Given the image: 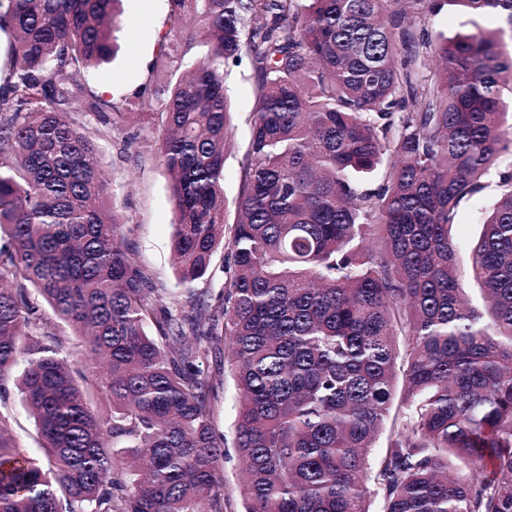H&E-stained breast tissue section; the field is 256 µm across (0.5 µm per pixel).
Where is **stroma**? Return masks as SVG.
<instances>
[{"instance_id":"obj_1","label":"stroma","mask_w":512,"mask_h":512,"mask_svg":"<svg viewBox=\"0 0 512 512\" xmlns=\"http://www.w3.org/2000/svg\"><path fill=\"white\" fill-rule=\"evenodd\" d=\"M123 9L131 23L118 34L120 49L115 61L88 76L91 87L110 90L117 98L133 93L147 78L155 57L152 34L165 19L168 3L167 0H124ZM226 85L235 110V129L224 167L226 216L231 219L235 216V199L246 163L248 118L254 104V84L248 63L232 68ZM158 147L157 133L144 120L119 125L110 138L98 143L113 190L110 201L131 229L132 256L152 276L158 288L170 293L180 286L171 251L174 209ZM497 198L498 189L492 185L476 198L462 203L453 229L460 246H468L478 235L481 212L489 210ZM54 331L71 368L86 373L89 386L95 388V408L102 413L110 411L111 402L98 389L100 376L89 369L81 339L60 321L55 322ZM209 365L217 369L220 378L215 419L225 436L223 477L224 494L230 503L228 512H243L245 504L238 487L241 460L234 446L240 394L231 367L223 357L210 358ZM0 425L19 447L37 452V430L17 390H10L8 397L0 401Z\"/></svg>"}]
</instances>
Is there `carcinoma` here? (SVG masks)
<instances>
[{
	"instance_id": "obj_1",
	"label": "carcinoma",
	"mask_w": 512,
	"mask_h": 512,
	"mask_svg": "<svg viewBox=\"0 0 512 512\" xmlns=\"http://www.w3.org/2000/svg\"><path fill=\"white\" fill-rule=\"evenodd\" d=\"M120 0H0V512H227L218 382L242 397L245 512H512V0H169L150 78L113 101ZM493 31L433 38L445 6ZM254 80L228 223V68ZM159 131L179 293L132 260L97 141ZM500 197L464 251L460 205ZM228 249L218 304L189 287ZM108 370L106 413L45 309ZM155 327L158 336L150 334ZM389 428L375 459L379 432ZM9 396L0 401V421L20 448L38 453L39 439L33 419L25 411L20 395L8 380Z\"/></svg>"
}]
</instances>
